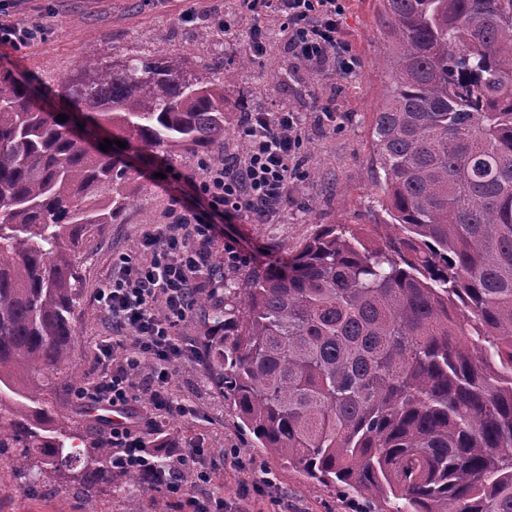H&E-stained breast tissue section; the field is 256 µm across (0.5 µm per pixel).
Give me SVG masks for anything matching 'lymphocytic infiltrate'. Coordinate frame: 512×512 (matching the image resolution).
<instances>
[{"label":"lymphocytic infiltrate","instance_id":"1","mask_svg":"<svg viewBox=\"0 0 512 512\" xmlns=\"http://www.w3.org/2000/svg\"><path fill=\"white\" fill-rule=\"evenodd\" d=\"M22 0H0V45L19 50L42 39L44 28L10 18ZM346 0H239L234 20L223 21L225 31L266 11L282 22L283 39L297 67L318 70L334 65L353 72L357 59L341 38ZM242 135L248 143L244 156L229 163L205 165L201 180L191 188L202 203L200 211L180 215L173 224L144 232L148 259L127 253L112 257L108 282L98 289V308L112 334L97 346L91 390L79 397L123 413L126 422L113 427V468L137 474L148 484L167 474L168 492L186 497L190 512H223L222 500L206 495L213 480L209 466L194 453L168 443L151 451L135 413L147 401L156 416L196 414L195 406L179 400L169 387L179 360L188 353L180 329L192 315V302L213 274L211 244L217 220L248 217L265 224L279 212L288 187L299 175L297 155L302 145L303 117L297 110L245 112ZM189 473V485L177 476ZM198 495H186V487Z\"/></svg>","mask_w":512,"mask_h":512}]
</instances>
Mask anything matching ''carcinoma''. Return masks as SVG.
Returning <instances> with one entry per match:
<instances>
[{
    "instance_id": "1",
    "label": "carcinoma",
    "mask_w": 512,
    "mask_h": 512,
    "mask_svg": "<svg viewBox=\"0 0 512 512\" xmlns=\"http://www.w3.org/2000/svg\"><path fill=\"white\" fill-rule=\"evenodd\" d=\"M378 14L390 222L326 224L226 286L204 349L251 440L308 478L393 512H512V0ZM233 79L173 54L96 60L59 85V122L0 77V454L19 480L52 471L90 492L111 473L112 440L43 398L67 386L81 254L134 200L125 150L207 154ZM78 119L111 131L109 149L73 134ZM127 476L124 512H142L155 487Z\"/></svg>"
}]
</instances>
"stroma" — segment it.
<instances>
[{
    "label": "stroma",
    "mask_w": 512,
    "mask_h": 512,
    "mask_svg": "<svg viewBox=\"0 0 512 512\" xmlns=\"http://www.w3.org/2000/svg\"><path fill=\"white\" fill-rule=\"evenodd\" d=\"M217 6L225 16L238 11L236 0H24L17 21H37L49 30L45 41L15 52L0 46V76L27 82L43 105L55 112L69 108L58 95L59 83L84 62L118 55L179 53L189 68L214 62L236 72L227 95L242 107H292L302 112L301 176L291 186L279 216L269 224L237 219L218 224L211 246L214 264L222 265L226 248L241 263L224 267L225 282H238L255 265L280 261L297 253L324 224H382L389 217L375 183L371 129L387 86V71L379 63L386 42L378 19L377 0H347L343 35L358 59L354 74L329 67L318 71L296 68L282 38L281 22L255 17L267 43L265 56L241 70L237 63L248 52L247 28L224 32L209 21L185 22L181 13L191 6ZM182 180L165 178L166 167ZM203 175L198 158L186 155L153 164L133 160L134 201L106 226L80 262V300L74 309L71 356L62 372L75 387L90 381L96 344L107 333L95 295L105 281L116 252L138 253L145 231L169 224L175 215L195 209L199 201L184 182ZM171 388L199 407L195 417L168 416L161 433L146 435L148 447L173 441L184 448L222 449L224 464L210 494L223 498L224 512H366L361 497L305 478L295 467L252 446L233 404L209 378L204 357L193 354L180 362ZM51 409L83 427L86 434L109 433L110 408L78 399L73 389L48 392ZM126 475L116 472L99 480L93 494L54 482L45 476L24 488L15 483L10 459L0 456V512H122L131 492Z\"/></svg>",
    "instance_id": "1"
}]
</instances>
